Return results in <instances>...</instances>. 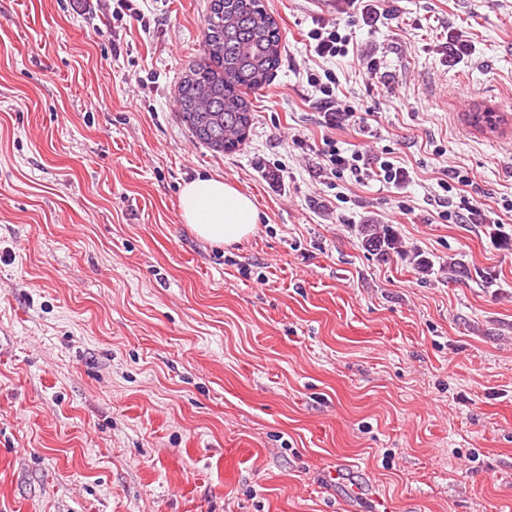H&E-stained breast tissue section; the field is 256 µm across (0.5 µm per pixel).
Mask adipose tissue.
<instances>
[{
    "label": "adipose tissue",
    "instance_id": "obj_1",
    "mask_svg": "<svg viewBox=\"0 0 512 512\" xmlns=\"http://www.w3.org/2000/svg\"><path fill=\"white\" fill-rule=\"evenodd\" d=\"M179 210L183 223L218 246L242 242L256 233L260 222L254 198L220 177L200 176L187 182Z\"/></svg>",
    "mask_w": 512,
    "mask_h": 512
}]
</instances>
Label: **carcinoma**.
I'll use <instances>...</instances> for the list:
<instances>
[{
	"label": "carcinoma",
	"instance_id": "carcinoma-1",
	"mask_svg": "<svg viewBox=\"0 0 512 512\" xmlns=\"http://www.w3.org/2000/svg\"><path fill=\"white\" fill-rule=\"evenodd\" d=\"M282 34L262 0H209L201 30L200 53L177 88L180 120L193 136L216 152H232L252 122L248 95L268 84L281 62ZM476 127L495 131L478 107L469 113ZM363 246L382 256L398 251L388 229H365Z\"/></svg>",
	"mask_w": 512,
	"mask_h": 512
}]
</instances>
